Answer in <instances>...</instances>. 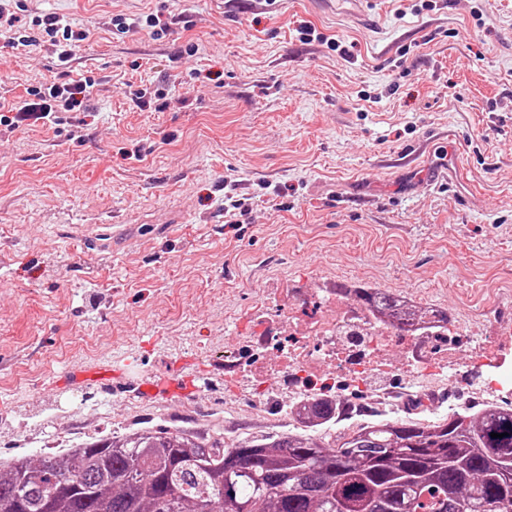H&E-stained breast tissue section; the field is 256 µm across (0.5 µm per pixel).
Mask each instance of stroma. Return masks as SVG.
<instances>
[{
    "instance_id": "stroma-1",
    "label": "stroma",
    "mask_w": 512,
    "mask_h": 512,
    "mask_svg": "<svg viewBox=\"0 0 512 512\" xmlns=\"http://www.w3.org/2000/svg\"><path fill=\"white\" fill-rule=\"evenodd\" d=\"M0 95L95 78L62 124H0V460L131 431L298 434L276 371L248 397L224 338L268 298L347 283L482 342L512 310V0H14ZM89 31L58 67L34 17ZM156 15V26L144 25ZM139 27L119 33L116 16ZM316 38L306 39L301 26ZM36 37L12 49V34ZM342 43L334 50L332 41ZM137 90L169 105L140 110ZM452 165L451 180L426 172ZM242 202L224 211V193ZM99 360L149 376L57 393ZM181 375L189 396L168 394Z\"/></svg>"
}]
</instances>
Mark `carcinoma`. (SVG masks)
I'll use <instances>...</instances> for the list:
<instances>
[{
    "instance_id": "carcinoma-1",
    "label": "carcinoma",
    "mask_w": 512,
    "mask_h": 512,
    "mask_svg": "<svg viewBox=\"0 0 512 512\" xmlns=\"http://www.w3.org/2000/svg\"><path fill=\"white\" fill-rule=\"evenodd\" d=\"M336 291L400 332L427 316L448 323L380 288ZM366 412L325 391L297 414L314 428ZM0 512H512V406L374 420L335 445L288 434L228 447L138 430L0 468Z\"/></svg>"
}]
</instances>
